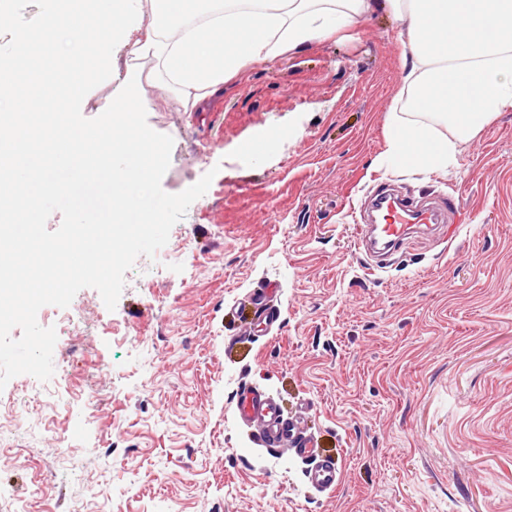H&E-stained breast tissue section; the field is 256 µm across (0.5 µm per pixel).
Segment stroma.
<instances>
[{"label":"stroma","mask_w":512,"mask_h":512,"mask_svg":"<svg viewBox=\"0 0 512 512\" xmlns=\"http://www.w3.org/2000/svg\"><path fill=\"white\" fill-rule=\"evenodd\" d=\"M406 39L376 10L248 67L203 112L153 62H113L174 140L164 191L214 178L115 310L92 288L39 310L54 374L38 393L28 374L0 389L1 408L30 407L0 454V489L26 512H512V110L447 170L377 167ZM257 136L272 144L260 163L243 152ZM383 185L454 200L457 219L378 268L358 239ZM245 383L303 419L335 491L239 420Z\"/></svg>","instance_id":"35a3bbf8"}]
</instances>
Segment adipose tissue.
<instances>
[{
	"label": "adipose tissue",
	"instance_id": "adipose-tissue-1",
	"mask_svg": "<svg viewBox=\"0 0 512 512\" xmlns=\"http://www.w3.org/2000/svg\"><path fill=\"white\" fill-rule=\"evenodd\" d=\"M379 4L408 24L388 158L446 169L512 109V0H46L44 22L83 45L84 70L122 50L154 62L195 112L248 64L301 51Z\"/></svg>",
	"mask_w": 512,
	"mask_h": 512
}]
</instances>
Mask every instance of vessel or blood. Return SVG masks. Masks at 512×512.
<instances>
[{
  "mask_svg": "<svg viewBox=\"0 0 512 512\" xmlns=\"http://www.w3.org/2000/svg\"><path fill=\"white\" fill-rule=\"evenodd\" d=\"M375 208L379 219L377 223L362 225L360 239L361 245L373 253L405 246L414 225L444 228L447 216L453 210L447 203L420 209L385 195L376 199ZM236 408L242 421L257 426L258 434L266 445L289 447L296 456L308 460L307 479L316 491L329 492L336 488L340 474L335 459L320 452L314 440L305 434L300 420H282L274 400L248 385L239 391Z\"/></svg>",
  "mask_w": 512,
  "mask_h": 512,
  "instance_id": "obj_1",
  "label": "vessel or blood"
}]
</instances>
